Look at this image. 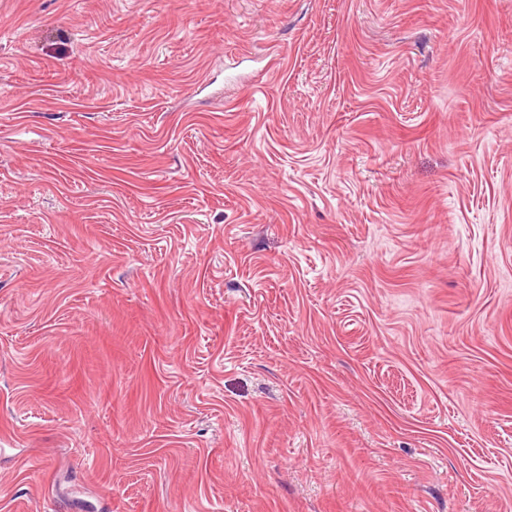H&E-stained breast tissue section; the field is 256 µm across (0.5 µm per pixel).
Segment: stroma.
<instances>
[{"label": "stroma", "instance_id": "1", "mask_svg": "<svg viewBox=\"0 0 512 512\" xmlns=\"http://www.w3.org/2000/svg\"><path fill=\"white\" fill-rule=\"evenodd\" d=\"M0 512H512V0H0Z\"/></svg>", "mask_w": 512, "mask_h": 512}]
</instances>
